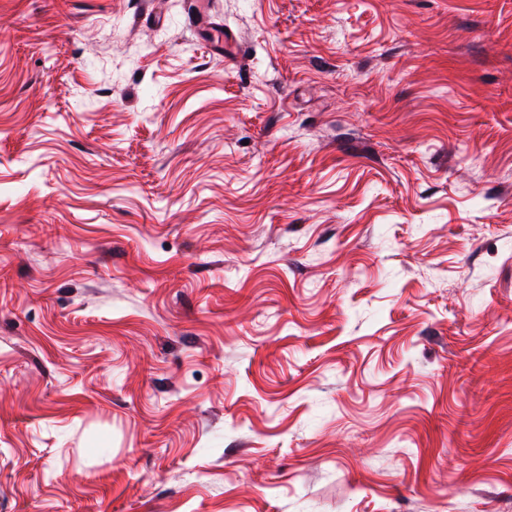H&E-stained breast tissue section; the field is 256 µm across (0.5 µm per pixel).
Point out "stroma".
<instances>
[{
	"instance_id": "stroma-1",
	"label": "stroma",
	"mask_w": 512,
	"mask_h": 512,
	"mask_svg": "<svg viewBox=\"0 0 512 512\" xmlns=\"http://www.w3.org/2000/svg\"><path fill=\"white\" fill-rule=\"evenodd\" d=\"M0 512H512V0H0Z\"/></svg>"
}]
</instances>
